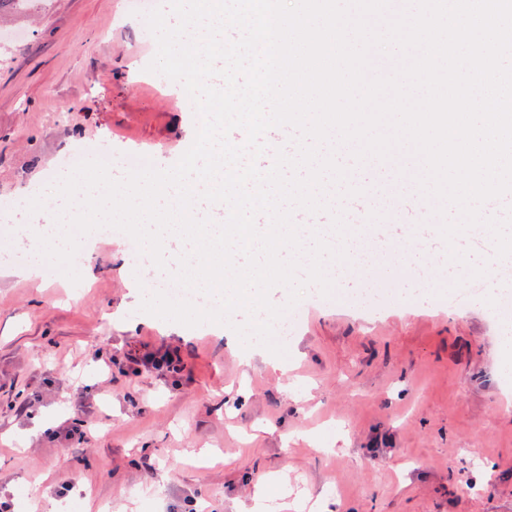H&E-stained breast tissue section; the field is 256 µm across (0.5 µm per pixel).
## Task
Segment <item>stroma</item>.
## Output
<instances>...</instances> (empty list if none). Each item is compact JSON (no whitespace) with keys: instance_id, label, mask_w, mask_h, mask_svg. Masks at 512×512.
<instances>
[{"instance_id":"1","label":"stroma","mask_w":512,"mask_h":512,"mask_svg":"<svg viewBox=\"0 0 512 512\" xmlns=\"http://www.w3.org/2000/svg\"><path fill=\"white\" fill-rule=\"evenodd\" d=\"M161 0H0V496L16 512H62L56 490L82 482L76 512H161L197 495L218 512L265 488V512H512V353L499 337L512 310L482 294L464 307L434 291L447 270L372 284L355 271L332 296L307 286L282 344V371L245 366L207 325L140 312L129 238L89 235L90 261L72 283L9 218L45 195L71 159L112 152L177 162L196 128L175 82L148 72L157 43L142 18ZM406 172L405 190L354 222L380 248L435 224ZM179 350L180 376L127 370L133 343ZM110 357L111 382L99 375ZM81 392L92 432L66 449ZM190 448L217 453L192 462Z\"/></svg>"}]
</instances>
